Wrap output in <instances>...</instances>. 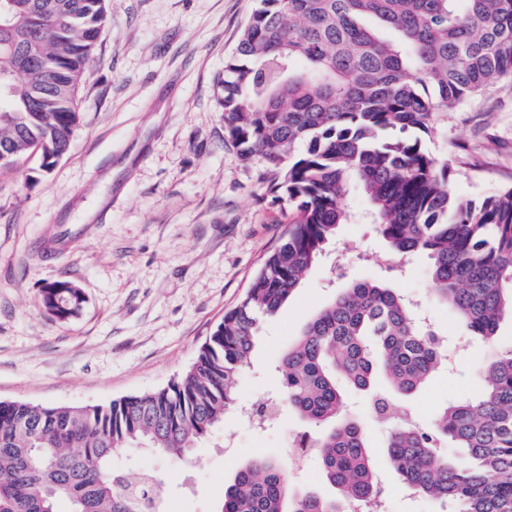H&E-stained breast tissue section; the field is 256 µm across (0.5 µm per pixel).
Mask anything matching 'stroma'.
<instances>
[{"label": "stroma", "instance_id": "1", "mask_svg": "<svg viewBox=\"0 0 512 512\" xmlns=\"http://www.w3.org/2000/svg\"><path fill=\"white\" fill-rule=\"evenodd\" d=\"M257 0H112L109 21L78 95L81 120L51 170L35 155L0 169V401L105 405L166 387L195 361L225 312L244 297L292 211L243 162L224 133V62ZM425 145L454 172L460 196L512 186V83L435 117ZM387 250L374 225L346 224L327 258L262 322L238 402L278 393L279 367L304 325L351 282L390 279L416 300L433 329L462 328L429 295V260L401 276L377 261ZM64 278L85 294L66 321L46 314L41 288ZM490 354L482 340L451 353L413 399L420 423L451 401L475 398ZM350 408L369 439L388 512H436L392 472L386 425L364 393ZM306 426L289 410L259 429L226 418L183 462L115 451V470L151 469L169 512H219L224 486L254 457L286 458L289 433Z\"/></svg>", "mask_w": 512, "mask_h": 512}]
</instances>
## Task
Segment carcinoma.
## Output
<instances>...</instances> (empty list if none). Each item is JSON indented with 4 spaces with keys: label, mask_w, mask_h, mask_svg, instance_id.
Returning a JSON list of instances; mask_svg holds the SVG:
<instances>
[{
    "label": "carcinoma",
    "mask_w": 512,
    "mask_h": 512,
    "mask_svg": "<svg viewBox=\"0 0 512 512\" xmlns=\"http://www.w3.org/2000/svg\"><path fill=\"white\" fill-rule=\"evenodd\" d=\"M112 0H0V149L9 167L35 152L50 168L79 124L77 96ZM512 82V0H258L224 64V131L243 161L262 162L267 190L296 212L244 299L196 361L168 386L96 406L0 401V512H162L112 468L123 448L181 461L237 409L261 319L275 315L355 214L357 189L388 246L389 270L422 253L433 296L465 336L493 348L480 393L421 425L412 397L447 358V343L385 280H357L312 318L284 355L280 403L306 424L333 494L293 490L288 460L254 458L224 485L221 512H343L384 501L367 434L343 386L368 396L391 428L388 462L440 512H512V187L455 194L452 168L423 136L434 117ZM42 308L73 318L81 289L41 288ZM456 453H448V447Z\"/></svg>",
    "instance_id": "carcinoma-1"
}]
</instances>
